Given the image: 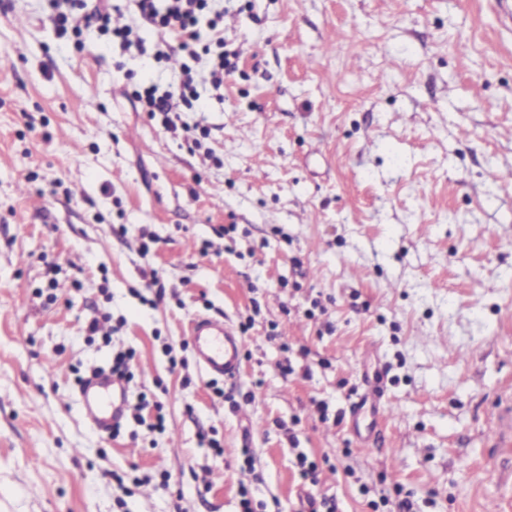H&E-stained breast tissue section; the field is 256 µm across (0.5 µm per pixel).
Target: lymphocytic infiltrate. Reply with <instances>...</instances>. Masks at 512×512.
Listing matches in <instances>:
<instances>
[{
	"mask_svg": "<svg viewBox=\"0 0 512 512\" xmlns=\"http://www.w3.org/2000/svg\"><path fill=\"white\" fill-rule=\"evenodd\" d=\"M135 13L148 23L153 39L142 36L139 28L113 22L109 0H52L50 20L59 34H81L75 25L76 11L88 10L99 36L118 44L122 53L150 56L155 60L168 58L175 50L190 59L183 66V80L174 88L159 90L157 86L133 89L132 96L143 111L159 117L169 131H183L185 140H192L191 127H178V108H194L198 99L192 66L205 62L214 88L224 85L225 76L235 70L232 54L224 48V12L214 8V0H133Z\"/></svg>",
	"mask_w": 512,
	"mask_h": 512,
	"instance_id": "f902f5d3",
	"label": "lymphocytic infiltrate"
}]
</instances>
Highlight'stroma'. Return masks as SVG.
Segmentation results:
<instances>
[{
	"instance_id": "obj_1",
	"label": "stroma",
	"mask_w": 512,
	"mask_h": 512,
	"mask_svg": "<svg viewBox=\"0 0 512 512\" xmlns=\"http://www.w3.org/2000/svg\"><path fill=\"white\" fill-rule=\"evenodd\" d=\"M223 6L237 68L198 80L193 145L131 96L181 56L0 0V512H512V19ZM206 316L234 379L197 362ZM129 348L152 406L113 437L78 381ZM201 368L209 375L233 379L237 376L244 340L226 320L197 317L188 329Z\"/></svg>"
}]
</instances>
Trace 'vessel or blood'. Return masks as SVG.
<instances>
[{"mask_svg":"<svg viewBox=\"0 0 512 512\" xmlns=\"http://www.w3.org/2000/svg\"><path fill=\"white\" fill-rule=\"evenodd\" d=\"M188 334L204 372L227 379L237 376L244 341L229 322L198 317L192 320ZM125 405L126 390L123 383L106 375L94 379L82 396L83 411L101 431L108 430L122 417Z\"/></svg>","mask_w":512,"mask_h":512,"instance_id":"1","label":"vessel or blood"}]
</instances>
